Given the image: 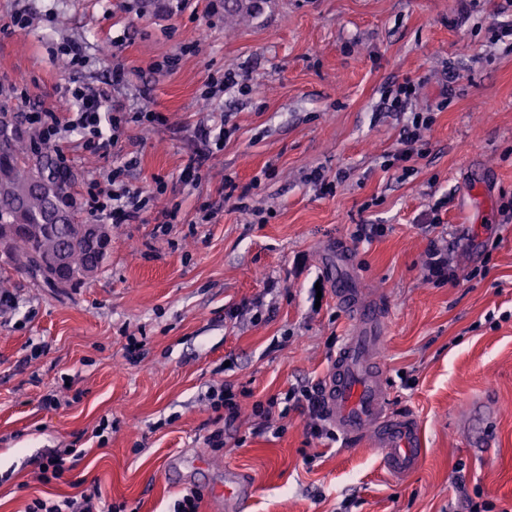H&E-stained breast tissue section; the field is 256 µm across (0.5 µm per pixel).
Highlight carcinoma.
Listing matches in <instances>:
<instances>
[{
  "label": "carcinoma",
  "mask_w": 512,
  "mask_h": 512,
  "mask_svg": "<svg viewBox=\"0 0 512 512\" xmlns=\"http://www.w3.org/2000/svg\"><path fill=\"white\" fill-rule=\"evenodd\" d=\"M82 212L71 205L69 185L54 170L52 150L40 146L34 135H14L6 118L0 119V232L9 236L12 251L1 258L5 265L18 268L27 260V274L47 285L44 268L53 276L79 288L86 283V269L101 270L107 253L93 258L83 243L71 235V225L84 224Z\"/></svg>",
  "instance_id": "carcinoma-1"
}]
</instances>
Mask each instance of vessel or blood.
<instances>
[{
	"mask_svg": "<svg viewBox=\"0 0 512 512\" xmlns=\"http://www.w3.org/2000/svg\"><path fill=\"white\" fill-rule=\"evenodd\" d=\"M336 291L358 324L326 375L324 397L330 418L349 440L376 448L389 474L406 475L423 457L424 442L414 417L391 414L386 407V387L378 359L384 344L382 309L363 299L351 280L338 282ZM216 496L237 504L240 512H245L249 501L239 479L225 480Z\"/></svg>",
	"mask_w": 512,
	"mask_h": 512,
	"instance_id": "b4317fda",
	"label": "vessel or blood"
}]
</instances>
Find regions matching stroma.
Listing matches in <instances>:
<instances>
[{
	"mask_svg": "<svg viewBox=\"0 0 512 512\" xmlns=\"http://www.w3.org/2000/svg\"><path fill=\"white\" fill-rule=\"evenodd\" d=\"M459 7L259 0L228 17L224 0H0V84L63 112L76 82L165 118L124 129L125 182L151 202L141 223L113 225L94 278L60 289L7 272L0 512L94 483L127 512H173L191 487L200 512H228L212 493L232 473L249 483L247 512H455L463 486L512 512V39L492 29L512 24V7L471 0L463 23ZM19 9L32 17L23 32L10 25ZM71 40L86 61L66 71L57 54ZM228 72L244 89L222 88ZM407 80L411 110L434 122L425 153L390 168L408 116L384 96ZM203 124L228 137L191 183ZM229 181L250 212L226 198ZM162 210L178 215L164 233ZM362 224L385 232L356 241ZM338 244L382 304L387 407L419 421L424 459L390 476L373 448L307 436L296 411L276 436L241 414L227 447L208 448V386L246 391L248 407L324 381L356 326L336 298ZM434 246L451 250L456 281H425ZM54 394L61 406L46 407ZM77 439L86 455L66 479L36 481L42 457Z\"/></svg>",
	"mask_w": 512,
	"mask_h": 512,
	"instance_id": "1",
	"label": "stroma"
}]
</instances>
